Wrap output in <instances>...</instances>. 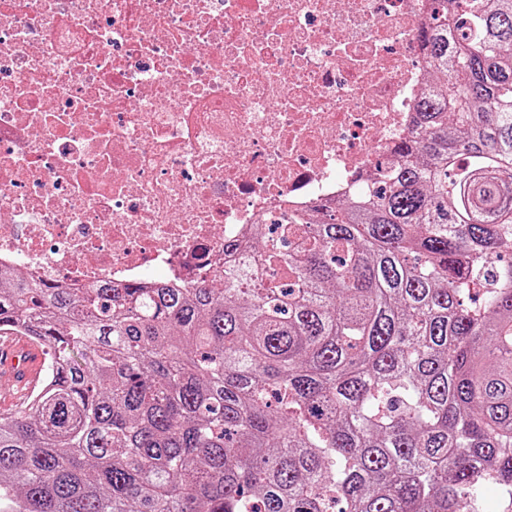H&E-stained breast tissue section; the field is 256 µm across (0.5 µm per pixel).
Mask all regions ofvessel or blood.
<instances>
[{"mask_svg":"<svg viewBox=\"0 0 512 512\" xmlns=\"http://www.w3.org/2000/svg\"><path fill=\"white\" fill-rule=\"evenodd\" d=\"M44 354L25 337L0 333V385L13 391L11 405H22L42 383Z\"/></svg>","mask_w":512,"mask_h":512,"instance_id":"b4317fda","label":"vessel or blood"}]
</instances>
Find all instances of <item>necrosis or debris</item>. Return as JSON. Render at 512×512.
Instances as JSON below:
<instances>
[{"label":"necrosis or debris","instance_id":"4bbe7bcc","mask_svg":"<svg viewBox=\"0 0 512 512\" xmlns=\"http://www.w3.org/2000/svg\"><path fill=\"white\" fill-rule=\"evenodd\" d=\"M432 0H0V265L69 288L220 273L253 224L377 184Z\"/></svg>","mask_w":512,"mask_h":512}]
</instances>
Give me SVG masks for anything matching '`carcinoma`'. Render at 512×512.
Here are the masks:
<instances>
[{
  "mask_svg": "<svg viewBox=\"0 0 512 512\" xmlns=\"http://www.w3.org/2000/svg\"><path fill=\"white\" fill-rule=\"evenodd\" d=\"M434 2L380 186L178 288L0 269L47 361L0 411V512H512V0Z\"/></svg>",
  "mask_w": 512,
  "mask_h": 512,
  "instance_id": "1",
  "label": "carcinoma"
}]
</instances>
